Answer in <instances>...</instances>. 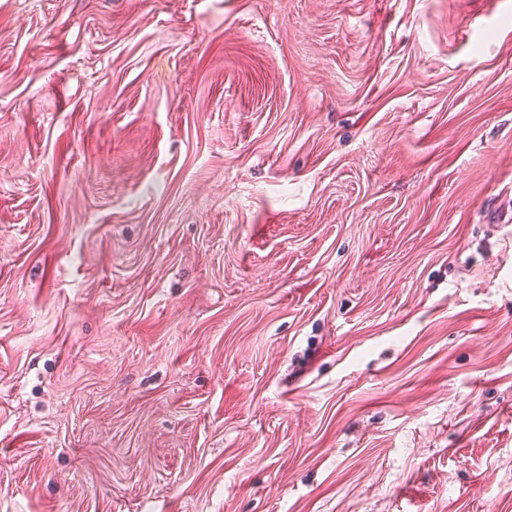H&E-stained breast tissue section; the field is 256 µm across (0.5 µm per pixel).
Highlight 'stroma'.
I'll list each match as a JSON object with an SVG mask.
<instances>
[{"instance_id": "35a3bbf8", "label": "stroma", "mask_w": 512, "mask_h": 512, "mask_svg": "<svg viewBox=\"0 0 512 512\" xmlns=\"http://www.w3.org/2000/svg\"><path fill=\"white\" fill-rule=\"evenodd\" d=\"M0 512H512V0H0Z\"/></svg>"}]
</instances>
